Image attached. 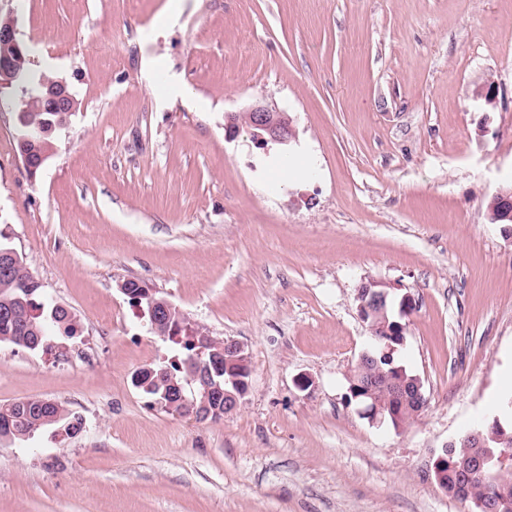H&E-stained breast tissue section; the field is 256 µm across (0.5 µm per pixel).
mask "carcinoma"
<instances>
[{"instance_id":"obj_1","label":"carcinoma","mask_w":512,"mask_h":512,"mask_svg":"<svg viewBox=\"0 0 512 512\" xmlns=\"http://www.w3.org/2000/svg\"><path fill=\"white\" fill-rule=\"evenodd\" d=\"M58 116L57 112L31 113V126L19 129L18 137L32 138V150H49L53 145L51 131L59 129ZM42 288L43 285L29 270L24 258L6 266L0 257V343L6 342L30 350L44 348L47 333L52 329L67 339L74 338L77 331L74 315L61 305L44 310V305L38 301ZM400 324L402 318L390 305L384 314L367 320V325L374 327L376 333L396 349L401 347L405 339L400 334ZM393 366H401L398 352H370V358L357 364L348 378L347 401L362 406L374 398H386L383 386L375 384L367 390L364 382L378 371H387ZM167 368L175 384H153L149 386L148 394L166 404H175L181 400V396L190 397L192 390L201 388L194 372L186 369L184 360L173 361L167 364ZM74 421H78V418L57 401L33 397L17 407L11 403L4 404L0 406V441H25L49 426L64 428ZM506 435L507 438L499 443L489 441L487 448L457 447L452 454L444 452L436 457L432 464L436 484L443 488L453 483L457 477L456 462L459 458L488 457L490 462L486 476L475 480L472 485L469 508L471 512H484L479 504L488 500L497 505L498 512H512V458L500 460V449L512 448V427L506 428Z\"/></svg>"}]
</instances>
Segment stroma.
<instances>
[{
	"label": "stroma",
	"instance_id": "obj_1",
	"mask_svg": "<svg viewBox=\"0 0 512 512\" xmlns=\"http://www.w3.org/2000/svg\"><path fill=\"white\" fill-rule=\"evenodd\" d=\"M167 4L0 0L79 101L32 178L0 94V242L78 323L47 351L0 343V405L83 424L0 444V512H468L431 471L512 374V231L487 211L512 186V0ZM258 104L295 140L227 138L225 113ZM126 280L245 346L233 414H170L132 385L183 349ZM369 280L416 303L401 359L427 405L399 431L346 401Z\"/></svg>",
	"mask_w": 512,
	"mask_h": 512
}]
</instances>
